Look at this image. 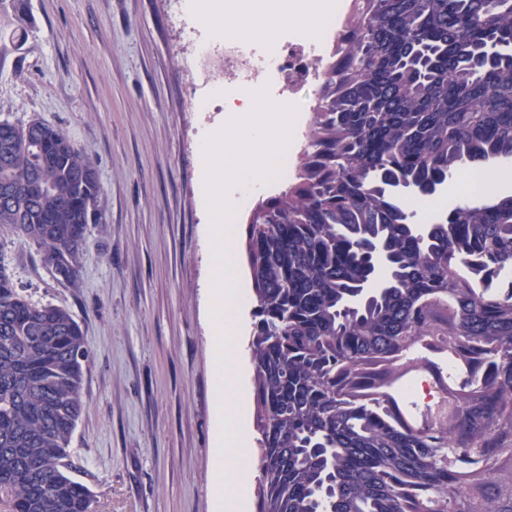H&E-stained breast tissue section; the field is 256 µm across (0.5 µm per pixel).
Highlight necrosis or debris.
<instances>
[{"label":"necrosis or debris","instance_id":"obj_1","mask_svg":"<svg viewBox=\"0 0 512 512\" xmlns=\"http://www.w3.org/2000/svg\"><path fill=\"white\" fill-rule=\"evenodd\" d=\"M324 2L317 35L281 25L264 39L225 36L223 74L215 80V87L240 96L264 87L272 100L279 101L301 86L315 84L350 7L348 0Z\"/></svg>","mask_w":512,"mask_h":512}]
</instances>
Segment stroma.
I'll return each instance as SVG.
<instances>
[{
  "label": "stroma",
  "mask_w": 512,
  "mask_h": 512,
  "mask_svg": "<svg viewBox=\"0 0 512 512\" xmlns=\"http://www.w3.org/2000/svg\"><path fill=\"white\" fill-rule=\"evenodd\" d=\"M179 0H0V120L60 128L94 165L97 221L74 283L35 245L0 235L31 302L69 310L89 359L72 475L94 512H218L220 431L210 319V216L200 152L227 112H195L206 29ZM253 302L230 341L253 431Z\"/></svg>",
  "instance_id": "obj_1"
}]
</instances>
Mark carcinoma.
<instances>
[{
  "instance_id": "cac0c4a2",
  "label": "carcinoma",
  "mask_w": 512,
  "mask_h": 512,
  "mask_svg": "<svg viewBox=\"0 0 512 512\" xmlns=\"http://www.w3.org/2000/svg\"><path fill=\"white\" fill-rule=\"evenodd\" d=\"M14 125L0 234L73 283L97 172L59 129ZM512 160V0H352L322 73L296 182L246 225L257 512H512V197L429 225L387 186L425 189ZM381 240L390 273L357 306ZM470 373L418 421L396 383L421 345ZM88 348L65 308L29 302L0 261V503L92 512L69 444Z\"/></svg>"
}]
</instances>
